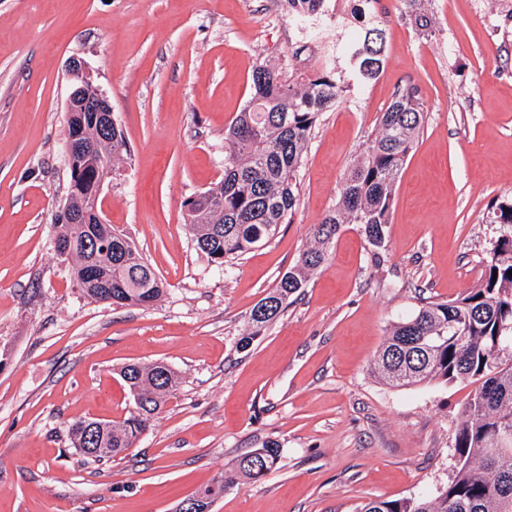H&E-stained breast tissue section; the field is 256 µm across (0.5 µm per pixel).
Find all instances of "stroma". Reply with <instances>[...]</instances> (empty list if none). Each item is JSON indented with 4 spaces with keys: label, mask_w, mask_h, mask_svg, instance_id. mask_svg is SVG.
Segmentation results:
<instances>
[{
    "label": "stroma",
    "mask_w": 512,
    "mask_h": 512,
    "mask_svg": "<svg viewBox=\"0 0 512 512\" xmlns=\"http://www.w3.org/2000/svg\"><path fill=\"white\" fill-rule=\"evenodd\" d=\"M379 24L385 68L320 116L290 222L221 269L197 249L185 202L223 177L224 129L254 67L292 60L281 0H0V512H175L271 442L277 466L211 512H359L448 486L474 384L394 388L371 365L393 322L461 297L486 269L500 233L487 205L512 194V19L490 0H380ZM74 57L128 143L101 199L164 283L146 307L87 299L55 252ZM406 85L424 126L381 262L343 225L306 287L240 348L253 306L309 246ZM152 362L177 372L176 391L132 448L85 463L70 424L123 421L135 406L120 370Z\"/></svg>",
    "instance_id": "stroma-1"
}]
</instances>
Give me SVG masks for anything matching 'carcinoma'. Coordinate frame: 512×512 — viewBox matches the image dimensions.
Instances as JSON below:
<instances>
[{"mask_svg": "<svg viewBox=\"0 0 512 512\" xmlns=\"http://www.w3.org/2000/svg\"><path fill=\"white\" fill-rule=\"evenodd\" d=\"M356 70L360 82L345 81L337 61L320 55L301 68L263 62L251 75L246 105L224 129V178L186 202L187 221L198 249L222 267L268 241L290 221L299 201L297 174L319 116L359 92L385 67L384 30L368 15L370 0H358ZM424 109L416 93H397L378 117L375 137L345 178L336 206L311 228L312 242L271 291L251 310L252 331L239 340L246 349L261 330L286 309L325 259L327 245L343 224H356L376 249L384 247L386 226L399 173L418 139ZM95 164L70 192L67 207L96 200L95 180L108 174L127 153L122 129L98 143ZM490 223L501 235L490 249L485 275L465 295L425 303L414 315L394 322L372 372L395 387L425 383L476 384L455 428L456 474L434 498L371 500L360 512H512V445H496L512 432V195L491 205ZM56 238L70 245L69 271L80 291L95 302L148 306L164 293V283L128 238L108 224H70L55 216ZM112 238V247L94 240ZM112 285L82 287L88 265ZM136 411L119 423L87 435L89 424L72 423L74 447L87 460L115 457L132 447L176 390L168 365H128L121 371ZM274 442L240 456L224 478L199 491L213 500L247 479L258 481L278 463Z\"/></svg>", "mask_w": 512, "mask_h": 512, "instance_id": "1", "label": "carcinoma"}]
</instances>
